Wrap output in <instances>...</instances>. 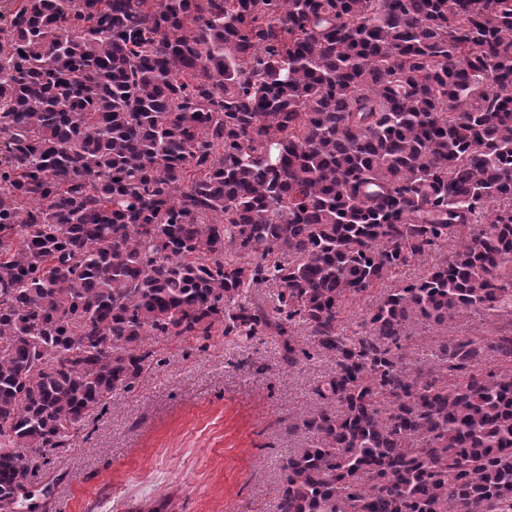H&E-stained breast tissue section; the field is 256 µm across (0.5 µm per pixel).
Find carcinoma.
Returning <instances> with one entry per match:
<instances>
[{
    "label": "carcinoma",
    "mask_w": 512,
    "mask_h": 512,
    "mask_svg": "<svg viewBox=\"0 0 512 512\" xmlns=\"http://www.w3.org/2000/svg\"><path fill=\"white\" fill-rule=\"evenodd\" d=\"M462 311L505 325L410 358V323ZM218 332L273 337L262 371L334 365L289 419L277 512H512V0H22L0 512L150 372L148 340ZM378 291L375 290V292H372L370 295L357 299L348 307L343 317L346 327L350 326L355 329L356 323H358L366 311L375 304V297L379 296Z\"/></svg>",
    "instance_id": "carcinoma-1"
}]
</instances>
